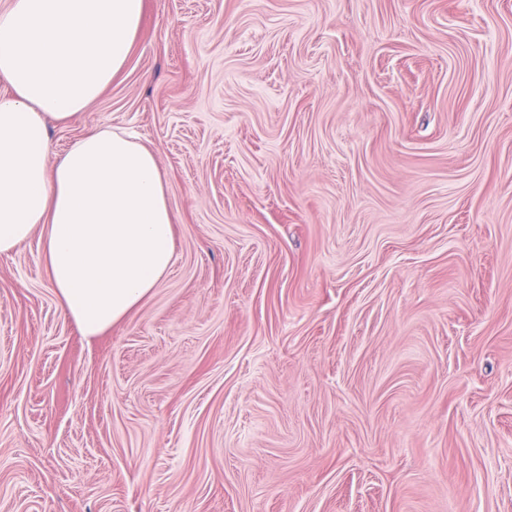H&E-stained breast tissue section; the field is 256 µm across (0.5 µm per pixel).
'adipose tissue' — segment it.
Listing matches in <instances>:
<instances>
[{
	"label": "adipose tissue",
	"mask_w": 512,
	"mask_h": 512,
	"mask_svg": "<svg viewBox=\"0 0 512 512\" xmlns=\"http://www.w3.org/2000/svg\"><path fill=\"white\" fill-rule=\"evenodd\" d=\"M144 0H9L0 9V253L39 235L50 286L86 336L120 322L173 259L154 152L120 129L54 155L49 122L93 103L124 66Z\"/></svg>",
	"instance_id": "adipose-tissue-1"
}]
</instances>
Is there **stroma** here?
Listing matches in <instances>:
<instances>
[{
	"label": "stroma",
	"instance_id": "1",
	"mask_svg": "<svg viewBox=\"0 0 512 512\" xmlns=\"http://www.w3.org/2000/svg\"><path fill=\"white\" fill-rule=\"evenodd\" d=\"M104 127L172 266L84 336L0 254V512H512V0H145Z\"/></svg>",
	"mask_w": 512,
	"mask_h": 512
}]
</instances>
